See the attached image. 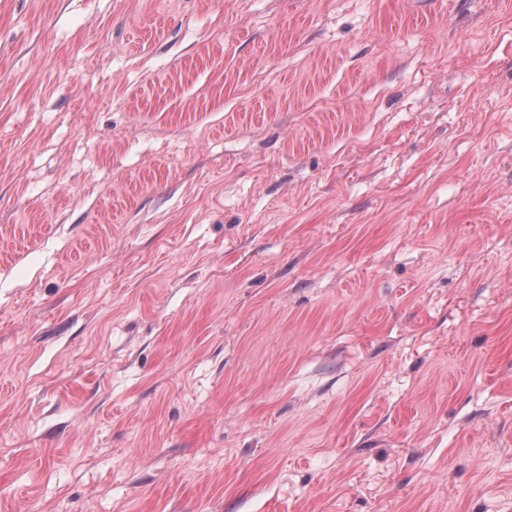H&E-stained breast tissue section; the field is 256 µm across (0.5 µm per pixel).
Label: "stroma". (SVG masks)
Segmentation results:
<instances>
[{
	"instance_id": "35a3bbf8",
	"label": "stroma",
	"mask_w": 512,
	"mask_h": 512,
	"mask_svg": "<svg viewBox=\"0 0 512 512\" xmlns=\"http://www.w3.org/2000/svg\"><path fill=\"white\" fill-rule=\"evenodd\" d=\"M0 512H512V0H0Z\"/></svg>"
}]
</instances>
